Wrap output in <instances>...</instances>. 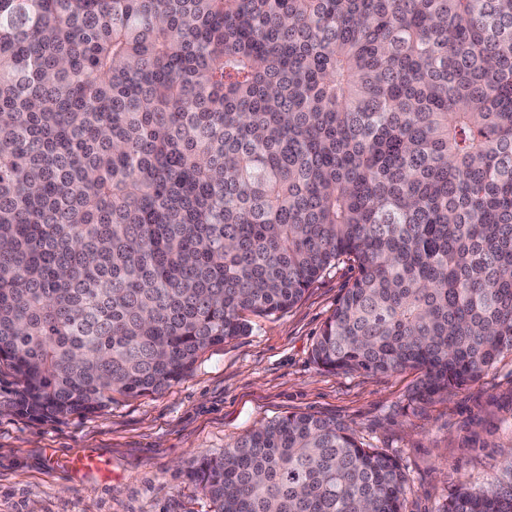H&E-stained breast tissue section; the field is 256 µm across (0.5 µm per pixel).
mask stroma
<instances>
[{"label": "stroma", "mask_w": 512, "mask_h": 512, "mask_svg": "<svg viewBox=\"0 0 512 512\" xmlns=\"http://www.w3.org/2000/svg\"><path fill=\"white\" fill-rule=\"evenodd\" d=\"M356 271L341 264L295 306L250 316L159 394L113 393L89 414L43 421L0 407V512H214L192 477L203 454L292 412L336 420L407 476L402 512H441L463 485L512 478V352L479 379L413 406L422 372L333 373L312 350ZM102 461L75 472L74 456Z\"/></svg>", "instance_id": "35a3bbf8"}]
</instances>
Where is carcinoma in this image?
<instances>
[{
    "label": "carcinoma",
    "mask_w": 512,
    "mask_h": 512,
    "mask_svg": "<svg viewBox=\"0 0 512 512\" xmlns=\"http://www.w3.org/2000/svg\"><path fill=\"white\" fill-rule=\"evenodd\" d=\"M341 262L322 368H420V404L512 351V0H0L17 413L159 393ZM194 480L216 512H401L406 484L304 413ZM442 512H512V481Z\"/></svg>",
    "instance_id": "carcinoma-1"
}]
</instances>
